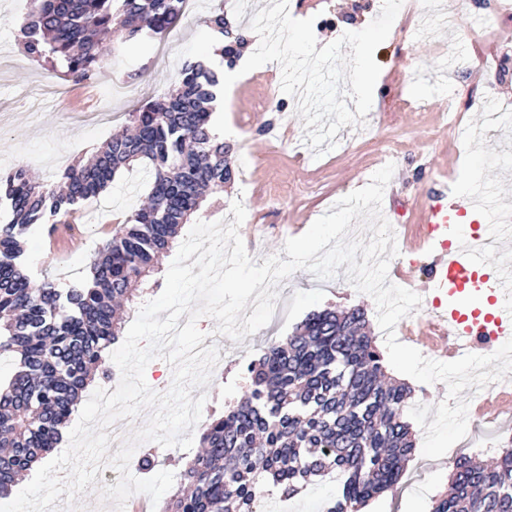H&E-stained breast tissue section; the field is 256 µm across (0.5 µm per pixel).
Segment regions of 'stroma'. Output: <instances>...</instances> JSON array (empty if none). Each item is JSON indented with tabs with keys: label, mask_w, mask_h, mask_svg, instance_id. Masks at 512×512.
<instances>
[{
	"label": "stroma",
	"mask_w": 512,
	"mask_h": 512,
	"mask_svg": "<svg viewBox=\"0 0 512 512\" xmlns=\"http://www.w3.org/2000/svg\"><path fill=\"white\" fill-rule=\"evenodd\" d=\"M452 24L439 11L445 0H431L428 12L403 5L388 38L374 59L384 79L378 89L382 109L349 130L348 137L311 148L304 121L293 98L281 90V69L267 66L238 78L227 100L236 177L223 192L204 203L205 221L232 223L231 204L241 200L246 219L239 232L255 264L282 254L287 239L306 232L357 186L367 185L382 155L392 157L394 175L382 202V214L399 237L420 234L429 203L451 192L468 169L462 152L475 154L478 188L499 208L512 203V152L499 142L512 139V16H497L502 0H467ZM382 0H289L297 19L326 12L330 25L315 28L319 45L342 33L365 28L379 13ZM29 0H0V171L27 164L48 183H56L63 167L90 157L128 114L172 88L185 59L212 57L213 36L206 24L216 9L233 21L235 33H250L259 11L256 0H193L176 26L151 44L129 49L112 59L109 69L130 78L150 65L149 79L139 80L137 98L109 96L98 82L72 83L58 72L25 57L18 47L19 21ZM459 105L457 124L442 112L444 99ZM149 177L142 166L120 168L106 192L86 201L77 219L85 244L59 257L57 238L44 229L25 243V265L35 281L59 288L82 286L90 264L110 232L145 201ZM272 320L243 341L216 334L217 323L199 319L219 350L223 370L205 386V413L223 412L238 403L248 386L247 364L266 344L288 336L312 311L365 309L377 344L386 334L377 322L373 298L357 292L345 273L321 280L306 270L283 279ZM453 463L414 452L399 484L371 504V512H428L434 496L446 492Z\"/></svg>",
	"instance_id": "stroma-1"
}]
</instances>
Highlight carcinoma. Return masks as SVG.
Here are the masks:
<instances>
[{"instance_id": "carcinoma-1", "label": "carcinoma", "mask_w": 512, "mask_h": 512, "mask_svg": "<svg viewBox=\"0 0 512 512\" xmlns=\"http://www.w3.org/2000/svg\"><path fill=\"white\" fill-rule=\"evenodd\" d=\"M34 2L20 28L23 52L82 80L98 74L106 58L165 34L185 0ZM209 25L218 55L233 61L224 11ZM221 84L222 74L204 60H185L172 90L129 113L131 131L113 134L90 161L64 168L59 190L24 164L0 173V209L11 214L0 224V354L19 355L0 384V496L59 443L79 392L120 336L118 307L139 296L205 192L231 182L230 148L212 125ZM135 162L152 173L148 204L105 241L90 280L65 291L50 281L34 284L21 266L24 236L66 223L118 168ZM366 324L360 308L314 311L287 342L250 362L248 394L203 424L202 449L181 470L184 489L164 512H257L266 482L289 498L327 470L341 480L325 512H360L392 489L415 450L404 418L411 390L387 378ZM431 512H512V449L492 463L459 457L449 493Z\"/></svg>"}]
</instances>
